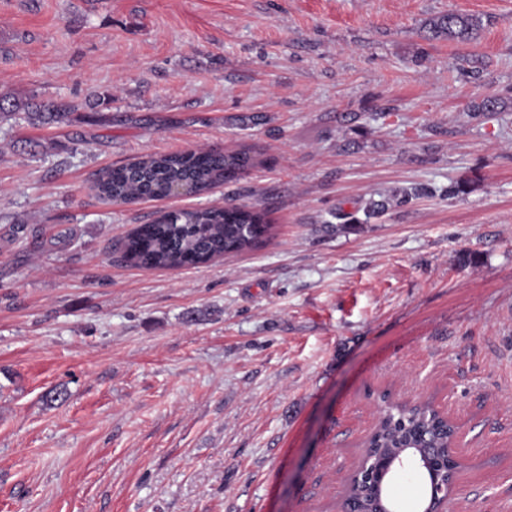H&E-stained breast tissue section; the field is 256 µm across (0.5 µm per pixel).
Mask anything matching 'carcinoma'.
Returning <instances> with one entry per match:
<instances>
[{"mask_svg": "<svg viewBox=\"0 0 512 512\" xmlns=\"http://www.w3.org/2000/svg\"><path fill=\"white\" fill-rule=\"evenodd\" d=\"M481 21L454 12L430 22L433 39L469 42L477 39ZM71 110L67 103L36 105L14 97L0 98V121L22 115L31 123L62 121ZM253 165L248 150L232 154L185 151L153 155L120 165L95 182L98 194L108 200L137 201L168 197L181 186L189 193L241 178ZM272 224L261 209L228 205L224 208L168 211L153 223L138 227L122 243L125 258L149 268H178L206 264L226 254L254 248L268 238ZM450 427L429 405L388 406L365 444L364 456L374 450L397 448H448Z\"/></svg>", "mask_w": 512, "mask_h": 512, "instance_id": "obj_1", "label": "carcinoma"}]
</instances>
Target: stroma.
Here are the masks:
<instances>
[{"mask_svg": "<svg viewBox=\"0 0 512 512\" xmlns=\"http://www.w3.org/2000/svg\"><path fill=\"white\" fill-rule=\"evenodd\" d=\"M451 11L477 41L430 39ZM4 95L73 109L0 123V512H341L387 400L460 424L451 512H512V0H0ZM196 149L255 164L94 187ZM228 204L271 236L124 258L160 213ZM252 165L248 150L228 155L213 150L153 155L113 167L99 176L95 188L108 200H158L168 198L177 186L199 193L221 181L238 180Z\"/></svg>", "mask_w": 512, "mask_h": 512, "instance_id": "obj_1", "label": "stroma"}]
</instances>
